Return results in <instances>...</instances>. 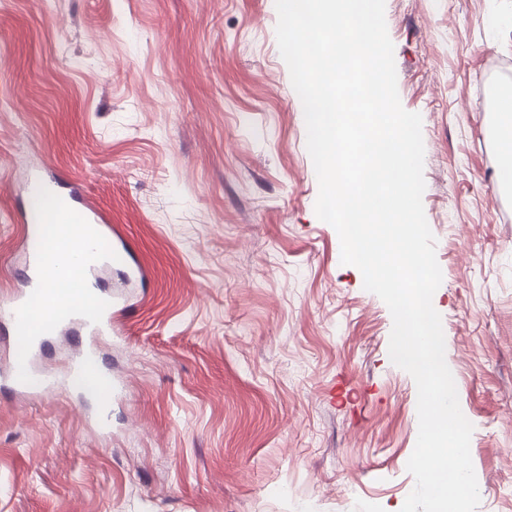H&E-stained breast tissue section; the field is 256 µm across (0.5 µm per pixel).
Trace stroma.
<instances>
[{
	"label": "stroma",
	"instance_id": "1",
	"mask_svg": "<svg viewBox=\"0 0 512 512\" xmlns=\"http://www.w3.org/2000/svg\"><path fill=\"white\" fill-rule=\"evenodd\" d=\"M402 106L422 117L433 306L471 422L476 512H512V189L498 85L512 0H386ZM275 0H0V302L24 287L13 213L81 183L115 266L108 430L76 385L0 388V512H400L417 388L393 320L315 213Z\"/></svg>",
	"mask_w": 512,
	"mask_h": 512
}]
</instances>
